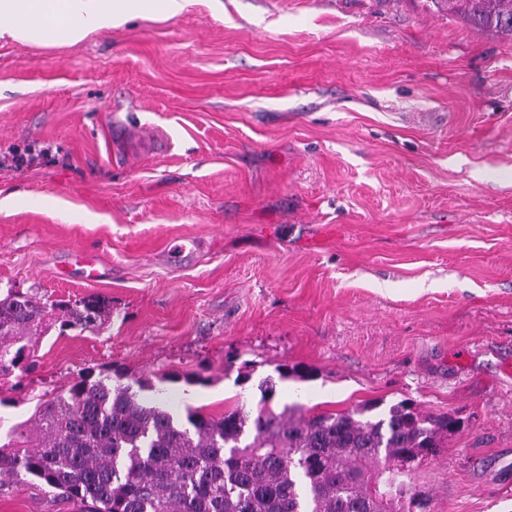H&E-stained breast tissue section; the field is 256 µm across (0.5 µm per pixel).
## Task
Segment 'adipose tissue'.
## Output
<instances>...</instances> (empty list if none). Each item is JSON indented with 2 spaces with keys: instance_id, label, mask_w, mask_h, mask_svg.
<instances>
[{
  "instance_id": "1",
  "label": "adipose tissue",
  "mask_w": 512,
  "mask_h": 512,
  "mask_svg": "<svg viewBox=\"0 0 512 512\" xmlns=\"http://www.w3.org/2000/svg\"><path fill=\"white\" fill-rule=\"evenodd\" d=\"M191 0H0V37L45 46L72 44L134 17L172 18Z\"/></svg>"
}]
</instances>
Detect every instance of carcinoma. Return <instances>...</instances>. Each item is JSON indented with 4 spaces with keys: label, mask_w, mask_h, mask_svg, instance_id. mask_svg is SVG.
Here are the masks:
<instances>
[{
    "label": "carcinoma",
    "mask_w": 512,
    "mask_h": 512,
    "mask_svg": "<svg viewBox=\"0 0 512 512\" xmlns=\"http://www.w3.org/2000/svg\"><path fill=\"white\" fill-rule=\"evenodd\" d=\"M474 28L512 36V0H448ZM112 309L99 296L47 301L0 293V376L33 365L24 339L51 329L93 332ZM154 384L118 365L87 373L65 397L38 407L35 431L0 446V487L31 482L87 512H413L425 508L405 464L439 453L461 429L450 413L426 414L403 400L347 412L295 415L266 407L187 409L189 427L145 399Z\"/></svg>",
    "instance_id": "cac0c4a2"
}]
</instances>
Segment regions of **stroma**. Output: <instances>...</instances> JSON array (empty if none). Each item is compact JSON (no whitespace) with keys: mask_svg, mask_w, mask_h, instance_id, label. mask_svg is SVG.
<instances>
[{"mask_svg":"<svg viewBox=\"0 0 512 512\" xmlns=\"http://www.w3.org/2000/svg\"><path fill=\"white\" fill-rule=\"evenodd\" d=\"M45 146L0 169V290L112 316L37 337L0 379L1 437L112 364L169 374L181 423L258 409L272 378L278 412H454L414 471L426 512H512V39L434 0H194L68 46L2 38L0 153ZM295 364L312 376L279 379ZM50 155L49 148L36 152L35 150L12 151L0 154V167H8L15 170L29 169L42 164Z\"/></svg>","mask_w":512,"mask_h":512,"instance_id":"35a3bbf8","label":"stroma"}]
</instances>
